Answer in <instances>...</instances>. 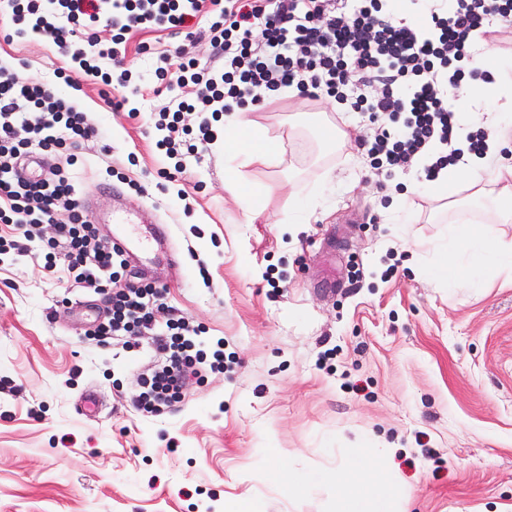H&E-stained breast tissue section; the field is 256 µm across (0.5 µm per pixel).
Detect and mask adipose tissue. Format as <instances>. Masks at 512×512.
<instances>
[{
    "mask_svg": "<svg viewBox=\"0 0 512 512\" xmlns=\"http://www.w3.org/2000/svg\"><path fill=\"white\" fill-rule=\"evenodd\" d=\"M476 65L490 68L493 80L471 86L468 97L503 98L512 104V61L498 62L481 56ZM484 123L492 131L485 154L480 157L465 155L463 163L455 168L449 180L436 183L433 190L434 198L443 200L449 196V182H467L474 189L475 203L496 217L495 223L483 225L472 235L460 266H440L439 275L452 291L463 281L471 288H479L488 270L512 269V239L500 230L501 225L512 222V159L501 154L503 148L512 144V113L486 110ZM276 154L277 149L271 146L265 130L246 119L244 113L225 116V186L236 194L248 220H255L261 212L260 192L248 189L244 170L256 162H271ZM334 187V176L328 172L319 189L310 192L293 189L288 196L286 223H309L326 192ZM352 454L356 460L353 469L339 465L289 475V495L315 492L331 484L347 486L365 476L370 482L369 490L337 498L333 512H403L402 490L395 475L384 466L386 449L356 448Z\"/></svg>",
    "mask_w": 512,
    "mask_h": 512,
    "instance_id": "ef3b65f1",
    "label": "adipose tissue"
}]
</instances>
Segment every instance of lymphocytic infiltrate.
<instances>
[{"label":"lymphocytic infiltrate","instance_id":"lymphocytic-infiltrate-1","mask_svg":"<svg viewBox=\"0 0 512 512\" xmlns=\"http://www.w3.org/2000/svg\"><path fill=\"white\" fill-rule=\"evenodd\" d=\"M207 19L211 65L185 49L156 58L154 76L170 92L155 127L168 157L193 153L224 135V117L254 112L285 88L308 99L333 97L367 114L373 133L367 153L377 174L415 172L425 186L450 173L463 154H483L488 132L470 127L459 95L469 81H490L471 66L486 28L512 22V0H450L409 22L393 16L391 0H0V33L49 36L72 63L47 85L0 66V257L45 253V268L64 266L75 287L108 291L100 339L146 337L151 363L135 373L131 398L143 417L157 418L182 401L203 370L223 372L224 347L203 348L188 319L159 323L163 288L123 285L122 255L111 249L82 209L69 174L27 181L18 160L32 150L78 146L98 129L71 91L79 80L119 89L109 111L126 110L135 93L122 50L134 30L174 33ZM106 26L111 38L93 32Z\"/></svg>","mask_w":512,"mask_h":512}]
</instances>
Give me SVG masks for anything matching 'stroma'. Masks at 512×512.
I'll use <instances>...</instances> for the list:
<instances>
[{
    "instance_id": "stroma-1",
    "label": "stroma",
    "mask_w": 512,
    "mask_h": 512,
    "mask_svg": "<svg viewBox=\"0 0 512 512\" xmlns=\"http://www.w3.org/2000/svg\"><path fill=\"white\" fill-rule=\"evenodd\" d=\"M182 44L213 55L202 35L132 32L124 62L141 75L137 113L105 111L98 86L83 84L74 99L105 136L44 154V166L69 172L80 201L160 217L180 250L196 251L209 283L187 257L178 267L128 259L125 282L164 287L160 320L192 319L236 365L191 384L171 413L137 415L130 373L147 355L88 339L86 315L105 312L106 296L49 273L30 244L0 264V512H232L245 500L265 512H325L335 488L292 497L282 476L353 467L363 438L389 449L404 512H512V271L451 294L430 268L449 222L490 215L463 184L442 214L413 175L379 181L361 145L366 115L296 91L248 115L284 147L246 170L266 189L260 219L247 223L225 189L220 141L184 157L160 192L157 171L177 162L151 125L166 103L152 56ZM1 63L50 82L65 59L28 34L0 39ZM331 129L329 151L319 143ZM329 170L327 209L289 231V181L310 186ZM403 204L415 223H392ZM270 270L286 277L283 291L269 286ZM89 389L103 402L94 417L78 407Z\"/></svg>"
}]
</instances>
